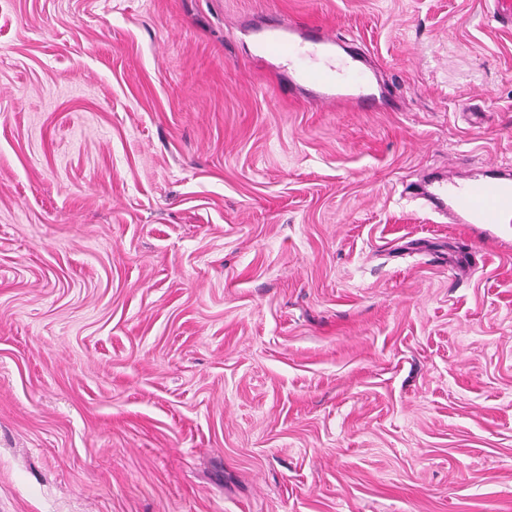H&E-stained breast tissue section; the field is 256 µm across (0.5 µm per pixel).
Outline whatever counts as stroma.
Returning a JSON list of instances; mask_svg holds the SVG:
<instances>
[{
	"label": "stroma",
	"mask_w": 512,
	"mask_h": 512,
	"mask_svg": "<svg viewBox=\"0 0 512 512\" xmlns=\"http://www.w3.org/2000/svg\"><path fill=\"white\" fill-rule=\"evenodd\" d=\"M488 2L0 0V512H512V224L410 192L512 166ZM243 30L253 35L261 59L288 61V91L336 109L368 112L385 99L377 71L359 48L322 25L301 19L262 17Z\"/></svg>",
	"instance_id": "stroma-1"
}]
</instances>
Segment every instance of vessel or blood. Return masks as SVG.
<instances>
[{"instance_id": "b4317fda", "label": "vessel or blood", "mask_w": 512, "mask_h": 512, "mask_svg": "<svg viewBox=\"0 0 512 512\" xmlns=\"http://www.w3.org/2000/svg\"><path fill=\"white\" fill-rule=\"evenodd\" d=\"M248 32L259 58L287 60L289 93L365 112L385 98V87L358 47L322 25L266 16ZM423 197L449 223L496 224L502 214L512 212V171L489 166L462 182L437 177Z\"/></svg>"}]
</instances>
